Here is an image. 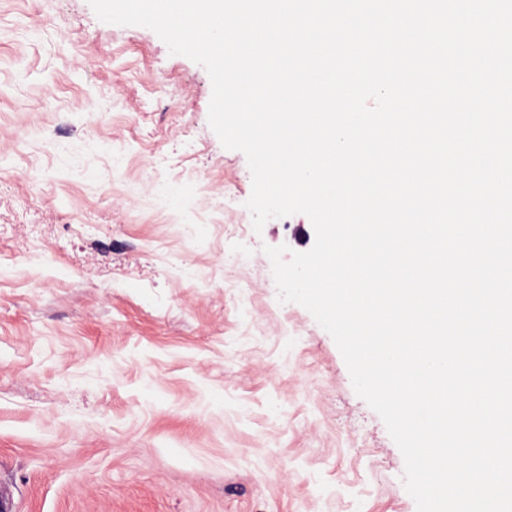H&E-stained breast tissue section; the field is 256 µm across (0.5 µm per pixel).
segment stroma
<instances>
[{"label": "stroma", "instance_id": "stroma-1", "mask_svg": "<svg viewBox=\"0 0 512 512\" xmlns=\"http://www.w3.org/2000/svg\"><path fill=\"white\" fill-rule=\"evenodd\" d=\"M206 70L0 0V512H417L330 334L279 303ZM211 189L208 199L200 183Z\"/></svg>", "mask_w": 512, "mask_h": 512}]
</instances>
